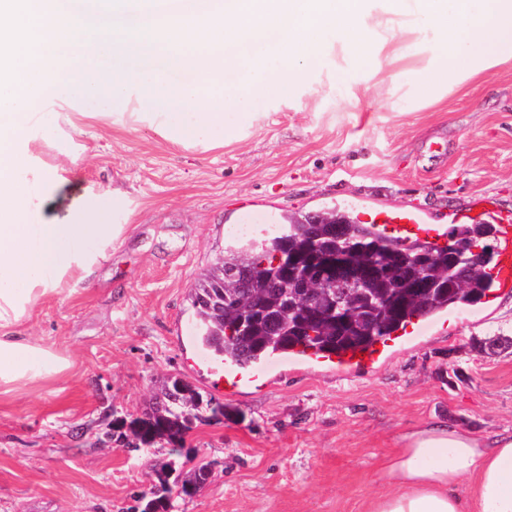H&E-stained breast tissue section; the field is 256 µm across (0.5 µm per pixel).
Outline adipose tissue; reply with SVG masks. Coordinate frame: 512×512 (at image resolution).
<instances>
[{
    "mask_svg": "<svg viewBox=\"0 0 512 512\" xmlns=\"http://www.w3.org/2000/svg\"><path fill=\"white\" fill-rule=\"evenodd\" d=\"M336 48L355 69L403 63L436 102L512 63V0H0V393L68 369L24 324L125 231L110 221L117 189L88 190L67 223L45 218L67 167L40 157L60 121L41 101L95 103L205 150L259 120L255 98H292ZM403 440L367 512H512V433L433 423Z\"/></svg>",
    "mask_w": 512,
    "mask_h": 512,
    "instance_id": "adipose-tissue-1",
    "label": "adipose tissue"
}]
</instances>
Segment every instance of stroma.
Segmentation results:
<instances>
[{
	"label": "stroma",
	"instance_id": "obj_1",
	"mask_svg": "<svg viewBox=\"0 0 512 512\" xmlns=\"http://www.w3.org/2000/svg\"><path fill=\"white\" fill-rule=\"evenodd\" d=\"M256 107L264 117L246 137L207 151L146 126L64 130L70 174L47 219L67 222L88 188L113 187L128 196V227L87 280L26 324L70 367L0 395V512H141L157 483L151 464L179 483L191 453L214 469L171 512H364L406 431L439 420L512 433V349H483L512 338V298L479 317L454 310L371 372L287 371L232 395L194 363L205 349L190 299L249 217L273 232L288 214L364 206L419 208L446 224L481 199L512 215V64L428 105L406 80L350 73L336 51L296 100ZM174 378L223 402L224 419L194 422L180 447H123L119 434Z\"/></svg>",
	"mask_w": 512,
	"mask_h": 512
}]
</instances>
